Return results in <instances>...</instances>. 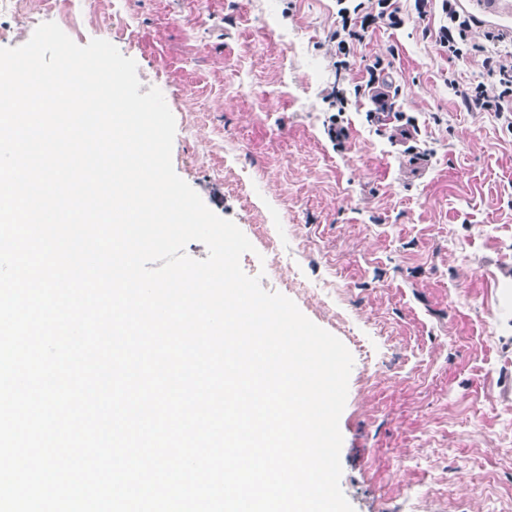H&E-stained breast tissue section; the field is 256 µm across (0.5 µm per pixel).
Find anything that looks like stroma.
<instances>
[{
  "mask_svg": "<svg viewBox=\"0 0 512 512\" xmlns=\"http://www.w3.org/2000/svg\"><path fill=\"white\" fill-rule=\"evenodd\" d=\"M397 5L403 25L370 26L347 69L336 0H11L0 47L53 22L161 90L174 170L251 241L243 271L353 356L339 426L355 512H512V128L448 85L486 80L492 44L477 33L448 58L440 8ZM377 61L403 120L355 91Z\"/></svg>",
  "mask_w": 512,
  "mask_h": 512,
  "instance_id": "35a3bbf8",
  "label": "stroma"
}]
</instances>
